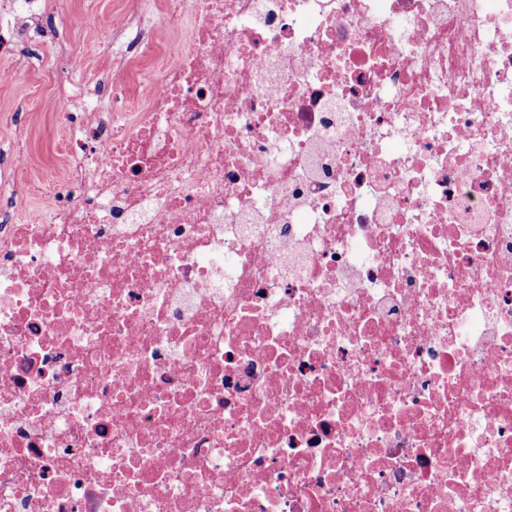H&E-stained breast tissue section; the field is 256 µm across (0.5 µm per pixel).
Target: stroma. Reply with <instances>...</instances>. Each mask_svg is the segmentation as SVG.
I'll use <instances>...</instances> for the list:
<instances>
[{"label": "stroma", "mask_w": 512, "mask_h": 512, "mask_svg": "<svg viewBox=\"0 0 512 512\" xmlns=\"http://www.w3.org/2000/svg\"><path fill=\"white\" fill-rule=\"evenodd\" d=\"M139 0H41L38 30L22 43L20 59L0 54V70L24 61L22 81L0 83V144L21 142L29 157L7 190L21 197V218L42 220L63 173L70 128L55 108L57 97L107 76L138 100L136 73L148 60L117 66L109 44L124 13Z\"/></svg>", "instance_id": "1"}]
</instances>
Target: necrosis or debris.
Returning a JSON list of instances; mask_svg holds the SVG:
<instances>
[{"label":"necrosis or debris","mask_w":512,"mask_h":512,"mask_svg":"<svg viewBox=\"0 0 512 512\" xmlns=\"http://www.w3.org/2000/svg\"><path fill=\"white\" fill-rule=\"evenodd\" d=\"M0 207V512H512V0H165Z\"/></svg>","instance_id":"1"}]
</instances>
